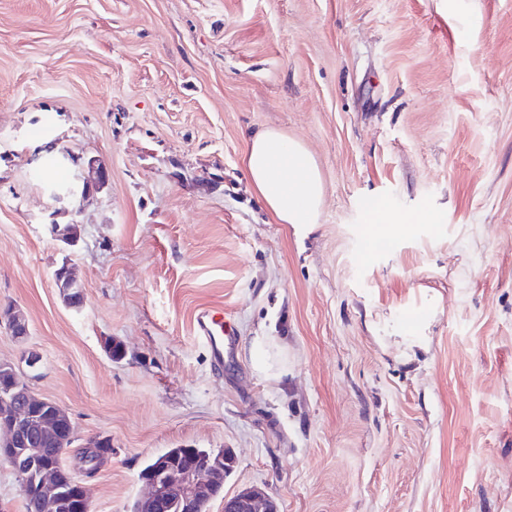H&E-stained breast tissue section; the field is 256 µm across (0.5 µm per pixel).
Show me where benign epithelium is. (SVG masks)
<instances>
[{
  "label": "benign epithelium",
  "instance_id": "obj_1",
  "mask_svg": "<svg viewBox=\"0 0 512 512\" xmlns=\"http://www.w3.org/2000/svg\"><path fill=\"white\" fill-rule=\"evenodd\" d=\"M52 230L58 241L72 245L77 238V224H54ZM56 284L65 290V300L77 308L78 297L70 295L76 280L66 265L54 272ZM7 328L16 339L26 337L28 328L24 316L11 310ZM15 369L0 362V379L8 385L0 402V461L9 464L19 478L22 495L36 491L43 512H57L62 499L57 459L49 457L36 442L32 428L42 434L75 437V427L68 412L56 402L36 396L15 382ZM36 482L29 483L30 477ZM212 471L208 466L191 464L187 467L161 462L153 476L145 480L148 494L142 503L144 512H170L174 498L188 504L209 492ZM224 512H277L275 503L262 491L243 488L224 496Z\"/></svg>",
  "mask_w": 512,
  "mask_h": 512
}]
</instances>
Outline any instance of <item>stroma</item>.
Listing matches in <instances>:
<instances>
[{
    "mask_svg": "<svg viewBox=\"0 0 512 512\" xmlns=\"http://www.w3.org/2000/svg\"><path fill=\"white\" fill-rule=\"evenodd\" d=\"M266 128L318 164L309 230L250 184ZM375 200L439 221L369 253ZM8 303L0 361L69 412L65 466L112 442L90 512L170 448L231 450L225 492L278 512H512V0H0ZM197 335L205 342L212 361L218 368L224 367V341L232 346L235 339L233 324L222 308H205L196 316Z\"/></svg>",
    "mask_w": 512,
    "mask_h": 512,
    "instance_id": "obj_1",
    "label": "stroma"
}]
</instances>
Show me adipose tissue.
I'll use <instances>...</instances> for the list:
<instances>
[{
    "instance_id": "adipose-tissue-1",
    "label": "adipose tissue",
    "mask_w": 512,
    "mask_h": 512,
    "mask_svg": "<svg viewBox=\"0 0 512 512\" xmlns=\"http://www.w3.org/2000/svg\"><path fill=\"white\" fill-rule=\"evenodd\" d=\"M245 167L256 193L280 224L317 223L324 184L308 149L266 129L250 140Z\"/></svg>"
}]
</instances>
